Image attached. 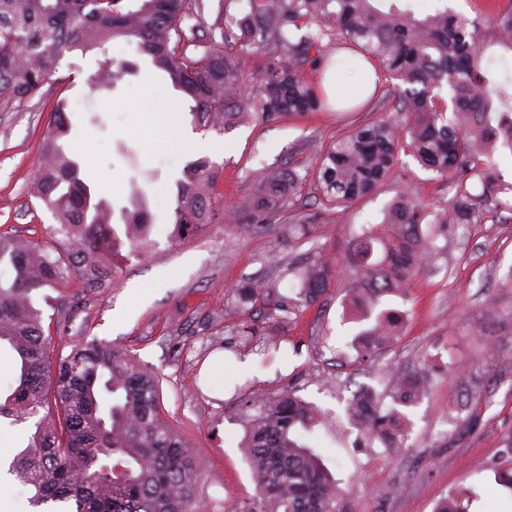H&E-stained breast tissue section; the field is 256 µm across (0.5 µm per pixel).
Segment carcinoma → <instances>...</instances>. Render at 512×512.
<instances>
[{
    "label": "carcinoma",
    "mask_w": 512,
    "mask_h": 512,
    "mask_svg": "<svg viewBox=\"0 0 512 512\" xmlns=\"http://www.w3.org/2000/svg\"><path fill=\"white\" fill-rule=\"evenodd\" d=\"M376 0H248L238 18L224 7V41L203 55H188L195 35L183 24L206 23L210 0H0V103L34 97L65 53L105 49L117 38L135 44L152 66L189 102L195 124L224 130L242 121L269 122L286 114L320 110L325 98L304 79L305 70L333 64L330 49L357 53L398 81L366 114L309 162L294 157L288 167L271 166L258 190L243 197L237 220L263 228L289 208L287 189L310 181L326 206L345 205L374 193L387 180L410 181L400 155L413 156L448 182V208L430 210L408 192L387 208L385 222L363 224L346 243L345 266L355 279L347 295L354 318L375 317L355 337V365L393 342L403 314L374 313L384 296L401 294L412 277L440 254L437 239L448 225L480 224L512 212V180L495 157L512 155V81L485 62L489 48L512 53V0L486 26L444 5L423 18ZM316 29L298 41L290 29L310 21ZM239 32H234L233 28ZM264 60L255 76L245 73L248 55ZM127 73L102 68L90 83L116 85ZM393 106H388L389 101ZM67 101L54 106L55 119L43 147L33 196L59 223L52 244L15 241L0 233V343L8 344L18 367L17 384L0 401V417L36 419L27 447L9 465L31 491L35 512H210L202 492V461L189 440L164 418L156 376L129 352L97 340L66 351L45 335L43 315L32 304L42 288H101L117 273L113 258L128 243L138 252L151 226L144 206L122 211L124 235L108 212L97 218L88 206V186L75 175L77 161L60 144L69 132ZM305 175H300L299 170ZM216 172L210 161L190 162L175 182L174 238L207 223ZM299 288L289 297L275 280L257 279L228 295L232 313L258 307L256 316L286 322L300 306L329 290V270L299 263L283 270ZM277 349L258 325L241 323L224 342L238 355L255 347ZM425 368L397 377L392 405L385 408L371 387H359L347 415L363 439L395 456L413 430L411 409L430 393ZM249 412L241 443L257 493L246 512H353L311 446L321 410L291 389L275 397L239 393ZM469 494L451 495L435 512H468Z\"/></svg>",
    "instance_id": "1"
}]
</instances>
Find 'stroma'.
Wrapping results in <instances>:
<instances>
[{
    "label": "stroma",
    "mask_w": 512,
    "mask_h": 512,
    "mask_svg": "<svg viewBox=\"0 0 512 512\" xmlns=\"http://www.w3.org/2000/svg\"><path fill=\"white\" fill-rule=\"evenodd\" d=\"M125 61L137 62L133 74L114 88L89 89V76ZM60 98L69 102L73 130L67 146L85 180L116 211L127 205L131 186H138L152 228L142 254L121 261L111 282L91 291L47 288L34 293L33 303L53 320L55 343L97 338L137 354L159 377L163 415L203 459V492L214 512H233L255 493L239 447V385L271 396L290 388L325 411L314 445L354 512H433L439 499L462 487L476 493L470 512H512V492L497 484L494 473L512 465L501 453L512 434V217L438 238L441 255L412 279L405 296L383 299L384 307L404 314L401 336L379 350L371 366L353 369L352 342L367 324L344 314L342 301L353 282L342 269L343 231L380 223L407 188L444 206L447 181L408 156L411 184L386 182L345 207L323 209L308 185L296 186L295 203L316 228L313 241L304 244L284 224L232 222L238 199L254 193L265 166L287 162L295 152L317 157L352 125L353 114L325 109L220 133L205 130L192 124L183 95L119 39L104 53L65 54L34 98L0 105V231L21 239L45 240L56 224L32 187ZM198 158L218 169L210 219L176 241L171 187L186 163ZM298 258L326 265L332 285L279 328L275 357L229 354L223 372L199 375L204 340H222L226 329L251 318L247 312L225 315L227 291L274 277ZM173 339L185 343L183 355H173ZM432 361L445 372L414 408L406 448L387 457L359 447L344 413L357 387L368 384L388 394L396 372ZM34 430L30 421L0 420V496L12 512L31 508L28 489L7 471V454L25 448Z\"/></svg>",
    "instance_id": "obj_1"
}]
</instances>
